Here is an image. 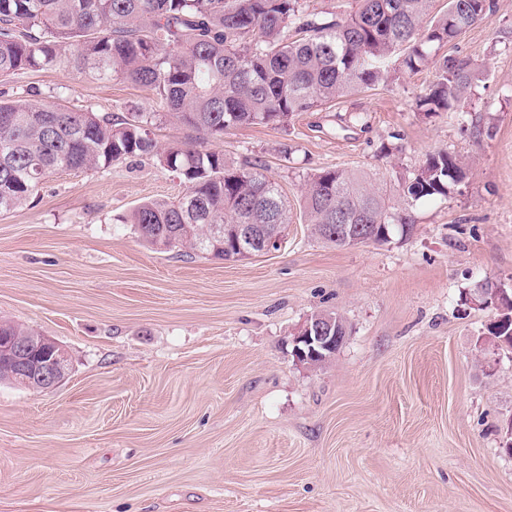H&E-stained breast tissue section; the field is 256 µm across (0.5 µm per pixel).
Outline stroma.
Instances as JSON below:
<instances>
[{
	"instance_id": "stroma-1",
	"label": "stroma",
	"mask_w": 512,
	"mask_h": 512,
	"mask_svg": "<svg viewBox=\"0 0 512 512\" xmlns=\"http://www.w3.org/2000/svg\"><path fill=\"white\" fill-rule=\"evenodd\" d=\"M493 2L437 50L478 73L463 121L412 111L429 63L211 143L262 161L295 210L312 170L391 186L440 150L470 160L460 192L413 207L408 238L337 248L297 217L280 249L242 261L157 252L114 221L182 195L146 157L58 172L0 214V319L71 356L55 388L0 383V512H512V359L483 374L493 312L463 302L483 280L512 284V0ZM24 94L157 109L146 88L63 67L0 78L1 100ZM319 310L349 335L312 371L290 333Z\"/></svg>"
}]
</instances>
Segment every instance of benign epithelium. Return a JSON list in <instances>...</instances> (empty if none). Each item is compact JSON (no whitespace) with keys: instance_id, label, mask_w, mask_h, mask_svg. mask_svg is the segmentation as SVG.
I'll return each mask as SVG.
<instances>
[{"instance_id":"benign-epithelium-1","label":"benign epithelium","mask_w":512,"mask_h":512,"mask_svg":"<svg viewBox=\"0 0 512 512\" xmlns=\"http://www.w3.org/2000/svg\"><path fill=\"white\" fill-rule=\"evenodd\" d=\"M332 328L307 317L294 330L292 355L297 365L308 367L314 359L345 342L331 335ZM0 360L8 365L9 377L30 390L57 386L66 370L68 354L58 342L46 337L0 336Z\"/></svg>"}]
</instances>
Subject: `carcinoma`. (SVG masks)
I'll list each match as a JSON object with an SVG mask.
<instances>
[{"instance_id":"obj_1","label":"carcinoma","mask_w":512,"mask_h":512,"mask_svg":"<svg viewBox=\"0 0 512 512\" xmlns=\"http://www.w3.org/2000/svg\"><path fill=\"white\" fill-rule=\"evenodd\" d=\"M357 0L346 17L320 15L301 0H0V76L64 66L95 80L151 90L165 115L195 132L161 144L151 136L155 112L126 117L45 104L24 96L0 100V213L19 209L50 175L109 168L150 157L184 185L176 200L136 206L132 224L154 250L187 248L235 261L233 235L211 225L292 223L280 185L264 166H236L208 147L243 125L285 128L358 89L387 82V63L414 71L493 12V0ZM436 80L414 101L429 118L463 119L476 71L468 59L436 60ZM470 174L458 155L438 151L388 190L352 171L324 169L306 177L302 215L318 239L344 248L352 236L383 246L413 231L410 207L460 191ZM348 335L346 320L313 313ZM497 351L512 354V303Z\"/></svg>"}]
</instances>
